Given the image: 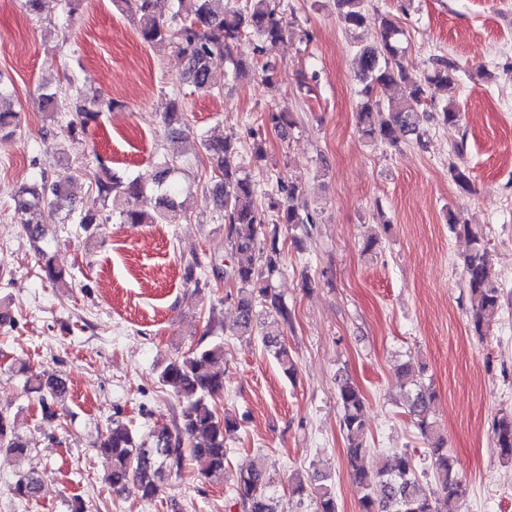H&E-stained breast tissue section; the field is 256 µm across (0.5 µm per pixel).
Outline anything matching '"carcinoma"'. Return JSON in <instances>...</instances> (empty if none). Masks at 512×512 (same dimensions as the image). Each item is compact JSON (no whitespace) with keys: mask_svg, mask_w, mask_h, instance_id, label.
<instances>
[{"mask_svg":"<svg viewBox=\"0 0 512 512\" xmlns=\"http://www.w3.org/2000/svg\"><path fill=\"white\" fill-rule=\"evenodd\" d=\"M130 14L137 20V32L148 45L175 44L185 57V78L200 92H213L215 83L210 60L216 54L230 55L232 43L247 35L256 38L255 56L249 61L231 60L232 78L240 79L262 71L272 82L270 68L260 64L265 46L283 40L288 24L278 15L273 0H250L244 9L229 6L228 0H124ZM346 29L354 34L367 22L365 0H336ZM399 34L397 24L387 16L380 19L377 40L360 48L357 76L363 88L358 104V129L371 142L394 145L413 135L423 144L424 121L428 120L426 106L440 108L439 117L446 124L460 120V110L451 103L439 107L433 97L456 82L457 67L445 57L433 59L431 70L423 79H412L397 58L394 42ZM70 106L61 107V90L42 95V109L50 120L62 118L60 129L69 137L96 122L100 112L118 107L98 97L88 98L74 80L67 76ZM396 85L401 95L387 104L373 97L378 86ZM161 123L168 135L177 140L183 137L188 125L179 102L170 98L160 109ZM200 147L213 170L212 194L223 210L229 251L233 260L220 268L213 259L193 256L183 267L186 282L199 285L207 270L218 279H229L237 288L236 329L239 336L259 338L282 371L291 376L295 362L288 351L279 325L291 321V311L272 286L280 272L279 248L282 230L308 231L315 223L306 206L297 203L302 186L296 181H277L275 193L267 195L268 209L276 218L266 220L265 209L257 202V188L251 172L239 160L240 147L233 135L200 136ZM178 157L169 156L157 166L152 180L157 186L167 185L164 195L154 200L147 193V183L140 177L126 182L110 173L102 164L95 175L94 186L104 201L118 202L121 224H171L177 217L174 197L177 186L168 183L177 169ZM452 178L462 192L472 191L469 171L451 166ZM71 177L59 173L54 177L40 175L39 180L23 187L16 199L17 220L44 260L47 279L59 282L64 271L55 266L52 257L40 246L45 239V227L71 200ZM469 249L464 257V272L471 307L472 330L487 335L498 313L501 293L492 272L489 243L483 232L463 225ZM268 309L273 324L260 322L257 308ZM26 390L38 395L44 414L56 415L55 404L67 393L62 377L43 378L26 365ZM400 379L407 415L429 445L430 472L418 476L416 465L408 450L393 451L372 462L368 461L364 420V396L343 370L336 373V396L343 415L341 428L346 448L349 476L364 489L360 512H440L439 504H451L463 496L466 487L458 476L454 462L445 448L443 436L429 420L430 388L419 382L412 361L395 368ZM160 384L173 392L180 401V421L175 430L166 426L154 429L144 439L127 424L114 419L99 442V449L112 458L107 481L116 493L134 492L143 499H153L160 492L163 469L181 468L186 456L202 458L207 463L205 476L212 482L224 480V443L240 429L232 415H221L216 399L224 393V343L216 342L171 359L159 373ZM494 445L499 457L512 461V414L498 418L494 425ZM11 454L21 467L10 492L22 499H33L40 493L45 473L25 467L33 447L31 442L15 434L11 416L0 411V452ZM235 493L245 512H281L280 499L275 496L264 467L254 463L240 472ZM312 490L302 479L289 489V500L300 507ZM334 493L328 488L316 493L314 512H337Z\"/></svg>","mask_w":512,"mask_h":512,"instance_id":"cac0c4a2","label":"carcinoma"}]
</instances>
